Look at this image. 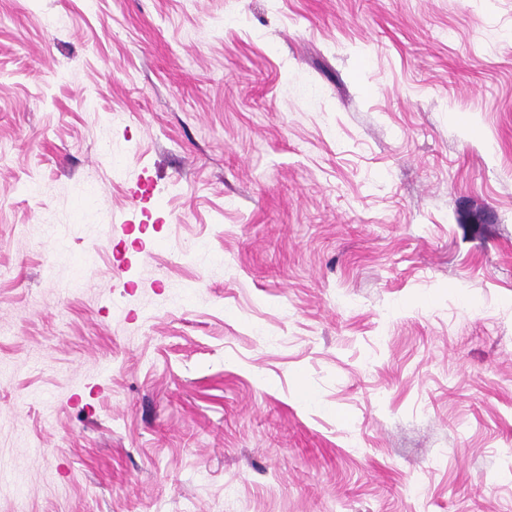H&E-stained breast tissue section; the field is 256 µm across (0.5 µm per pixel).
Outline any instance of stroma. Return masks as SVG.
I'll return each instance as SVG.
<instances>
[{
    "label": "stroma",
    "instance_id": "stroma-1",
    "mask_svg": "<svg viewBox=\"0 0 512 512\" xmlns=\"http://www.w3.org/2000/svg\"><path fill=\"white\" fill-rule=\"evenodd\" d=\"M0 512H512V0H0Z\"/></svg>",
    "mask_w": 512,
    "mask_h": 512
}]
</instances>
